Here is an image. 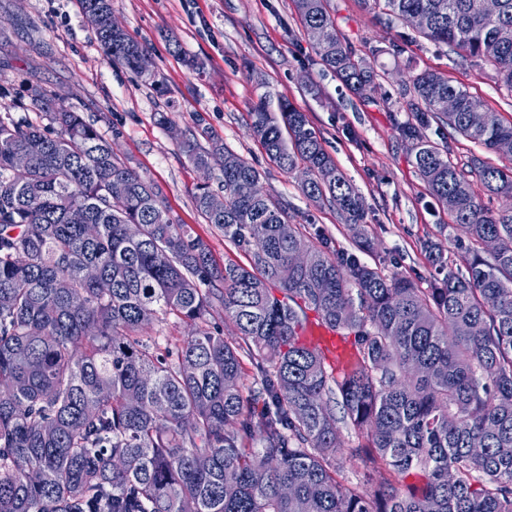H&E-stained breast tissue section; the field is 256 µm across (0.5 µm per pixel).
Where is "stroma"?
<instances>
[{
	"label": "stroma",
	"mask_w": 512,
	"mask_h": 512,
	"mask_svg": "<svg viewBox=\"0 0 512 512\" xmlns=\"http://www.w3.org/2000/svg\"><path fill=\"white\" fill-rule=\"evenodd\" d=\"M338 31L356 56L377 73L368 95L354 94L320 61L303 32L294 0H112L118 23L149 51L157 84L145 83L126 66L107 59L76 0H0V115L48 126L44 113L28 107L38 86L82 112L111 142L114 151L153 182L167 208L206 240L217 263H246L196 212L197 184L221 188V168L196 170L180 149L199 125L263 175L262 187L286 200L292 223L308 237L324 233L328 254L349 252L428 287L436 264L425 250L438 244L445 261L461 263L464 249L446 211L435 207L412 164L410 144L401 135L414 122L404 88L411 69L443 72L484 107L512 121V94L489 77L462 65L455 54L426 40L404 41L407 25H387L360 0H328ZM204 64L192 71L187 57ZM286 95L319 132L326 151L360 193L365 208L363 238H355L329 205L317 206L302 193L301 171L271 164L246 124L260 83ZM168 125H161L160 115ZM422 136L448 144L455 159L477 156L503 166V158L438 124ZM337 481L344 489L371 491L380 477L353 457L368 445L366 432L345 424Z\"/></svg>",
	"instance_id": "stroma-1"
}]
</instances>
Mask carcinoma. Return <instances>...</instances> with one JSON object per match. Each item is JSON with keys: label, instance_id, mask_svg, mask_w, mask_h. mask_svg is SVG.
Returning a JSON list of instances; mask_svg holds the SVG:
<instances>
[{"label": "carcinoma", "instance_id": "1", "mask_svg": "<svg viewBox=\"0 0 512 512\" xmlns=\"http://www.w3.org/2000/svg\"><path fill=\"white\" fill-rule=\"evenodd\" d=\"M363 2L389 25L425 16L417 36L512 93V0L494 18L481 0ZM78 4L109 60L157 82L138 66L146 49L111 32L112 0ZM295 6L323 64L366 94L376 73L327 0ZM405 93L421 124L498 154L512 145V123L488 110L472 125V96L441 72L411 75ZM448 94L457 110L437 111ZM31 102L55 136L0 116V512H512V208L495 212L473 189L512 197V153L501 168L459 164L403 129L429 194L468 240L464 266L436 254L440 278L417 288L329 255L298 227L283 236L288 204L203 129L209 147L187 138L182 149L198 169L224 157V209L209 208L208 184L193 204L249 259L220 266L81 113L40 88ZM247 125L271 163L303 168L309 200L360 227L361 197L286 96L260 95ZM219 307L236 338L210 326ZM311 312L353 337L357 359L339 377L302 340ZM161 315L189 327L173 349L141 335ZM342 422L370 438L354 455L397 481L371 496L341 487Z\"/></svg>", "mask_w": 512, "mask_h": 512}]
</instances>
